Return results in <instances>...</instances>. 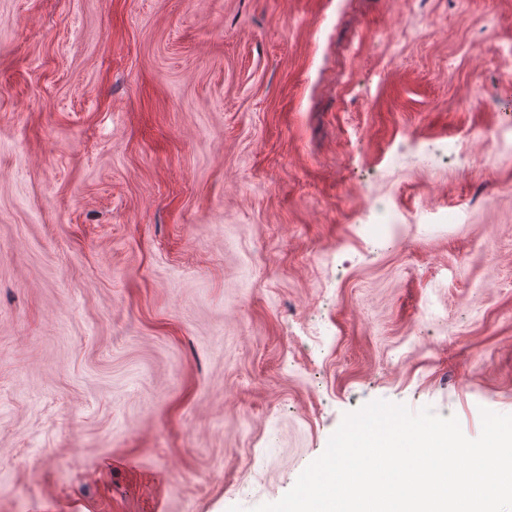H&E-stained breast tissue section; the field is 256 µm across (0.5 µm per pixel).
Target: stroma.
I'll list each match as a JSON object with an SVG mask.
<instances>
[{"label":"stroma","mask_w":512,"mask_h":512,"mask_svg":"<svg viewBox=\"0 0 512 512\" xmlns=\"http://www.w3.org/2000/svg\"><path fill=\"white\" fill-rule=\"evenodd\" d=\"M374 400L512 414V0H0V512H251ZM391 211L384 205H373L372 216L368 224H365L363 231L372 235L375 240L385 239L388 235L391 224Z\"/></svg>","instance_id":"obj_1"}]
</instances>
